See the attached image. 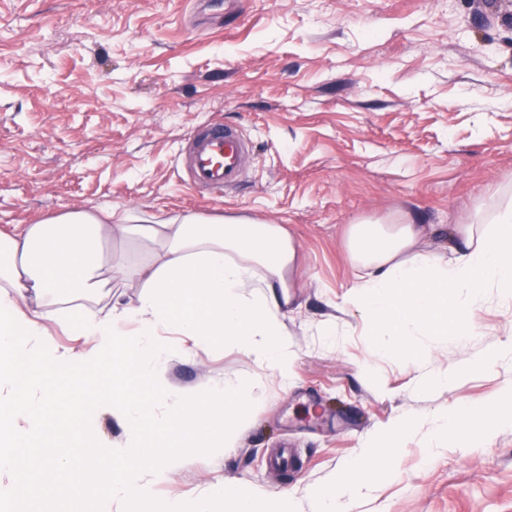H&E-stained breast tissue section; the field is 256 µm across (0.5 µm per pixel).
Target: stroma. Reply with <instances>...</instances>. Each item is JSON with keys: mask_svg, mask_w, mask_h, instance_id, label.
Listing matches in <instances>:
<instances>
[{"mask_svg": "<svg viewBox=\"0 0 512 512\" xmlns=\"http://www.w3.org/2000/svg\"><path fill=\"white\" fill-rule=\"evenodd\" d=\"M222 2L0 0V232L77 209L284 225L297 250L289 387L231 347L172 358L174 386L258 378L263 390L237 447L186 449L153 494L190 500L240 480L312 512L392 419L512 386V357L475 366L512 335L498 289L470 340L420 332L414 358L372 346L343 239L351 224L406 220L444 248L449 225L512 193V0ZM211 121L253 142L243 181L221 194L191 190L179 162ZM446 371L450 387L418 389ZM54 458L99 466L61 421L18 451L21 512H75L80 491H43ZM392 467L350 512H512V428L434 454L419 433Z\"/></svg>", "mask_w": 512, "mask_h": 512, "instance_id": "obj_1", "label": "stroma"}]
</instances>
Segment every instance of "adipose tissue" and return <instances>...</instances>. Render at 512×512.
I'll return each instance as SVG.
<instances>
[{"instance_id": "ef3b65f1", "label": "adipose tissue", "mask_w": 512, "mask_h": 512, "mask_svg": "<svg viewBox=\"0 0 512 512\" xmlns=\"http://www.w3.org/2000/svg\"><path fill=\"white\" fill-rule=\"evenodd\" d=\"M115 239L141 243L143 258L131 268L113 261L104 245ZM345 246L374 345L406 344L415 330L467 339L485 289L512 300V201L449 225L446 259L421 224H352ZM296 259L283 225L197 214L156 221L73 210L0 233V512L17 509V448L62 415L107 461V492L83 500L82 512H212L218 501L224 512H295L291 496L238 482L191 503H158L147 491L179 467L184 449L220 455L236 447L252 399L245 381L198 390L167 384L162 372L174 352L229 345L288 378L294 353L283 316ZM131 276L139 291L130 301L100 315L70 314L68 330L86 339V351L56 344L47 324L59 320L61 298L90 301ZM49 371L73 380L68 397L47 388ZM106 413L123 430L111 447L97 436ZM417 426L405 417L372 439L340 468L335 490L316 493L318 512H348L353 496L386 478L382 460ZM504 428H512L511 388L435 415L428 445L472 447Z\"/></svg>"}]
</instances>
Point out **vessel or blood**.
<instances>
[{
    "mask_svg": "<svg viewBox=\"0 0 512 512\" xmlns=\"http://www.w3.org/2000/svg\"><path fill=\"white\" fill-rule=\"evenodd\" d=\"M250 153V140L240 127L214 121L187 139L180 165L193 189L221 191L242 181Z\"/></svg>",
    "mask_w": 512,
    "mask_h": 512,
    "instance_id": "1",
    "label": "vessel or blood"
}]
</instances>
